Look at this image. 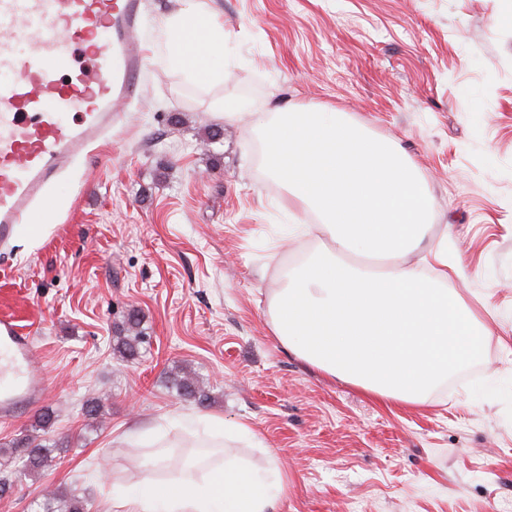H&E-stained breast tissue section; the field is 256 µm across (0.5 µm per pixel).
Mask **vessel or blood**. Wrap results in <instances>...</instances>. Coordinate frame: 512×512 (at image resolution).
<instances>
[{
    "label": "vessel or blood",
    "mask_w": 512,
    "mask_h": 512,
    "mask_svg": "<svg viewBox=\"0 0 512 512\" xmlns=\"http://www.w3.org/2000/svg\"><path fill=\"white\" fill-rule=\"evenodd\" d=\"M145 0H0V243L42 224L41 203L105 139L145 66ZM82 67H75L76 58ZM28 332L0 318V418L43 400Z\"/></svg>",
    "instance_id": "b4317fda"
}]
</instances>
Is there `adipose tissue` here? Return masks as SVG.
Listing matches in <instances>:
<instances>
[{"label":"adipose tissue","mask_w":512,"mask_h":512,"mask_svg":"<svg viewBox=\"0 0 512 512\" xmlns=\"http://www.w3.org/2000/svg\"><path fill=\"white\" fill-rule=\"evenodd\" d=\"M168 60L191 80L220 79L224 26L185 0L172 18ZM266 169L294 208L313 212L326 255L288 276L269 306L280 343L311 366L388 401L421 402L477 356L488 328L448 290L447 272L426 276L408 259L430 225L432 198L416 168L391 145L331 108H278L263 127ZM383 257L384 273L349 267L346 253ZM285 488L266 468L224 460L202 480L146 478L112 491L122 512H272Z\"/></svg>","instance_id":"ef3b65f1"}]
</instances>
